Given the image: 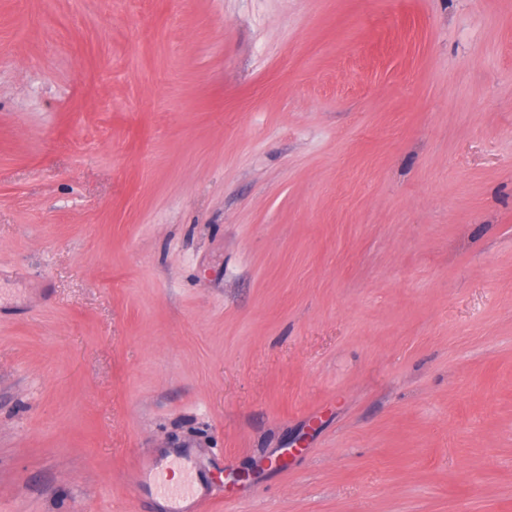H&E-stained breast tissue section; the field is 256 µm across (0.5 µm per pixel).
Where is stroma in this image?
Here are the masks:
<instances>
[{"label": "stroma", "mask_w": 512, "mask_h": 512, "mask_svg": "<svg viewBox=\"0 0 512 512\" xmlns=\"http://www.w3.org/2000/svg\"><path fill=\"white\" fill-rule=\"evenodd\" d=\"M512 512V0H0V512Z\"/></svg>", "instance_id": "obj_1"}]
</instances>
